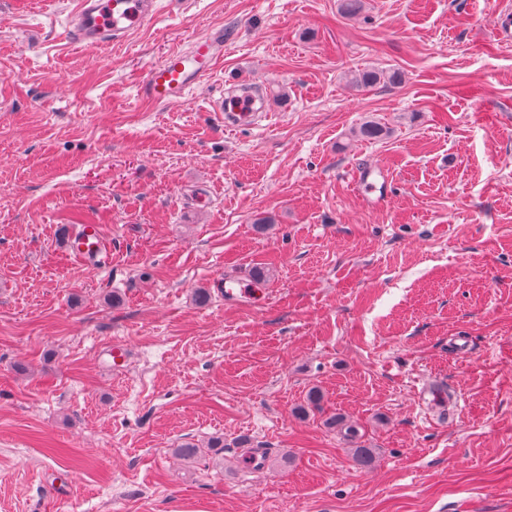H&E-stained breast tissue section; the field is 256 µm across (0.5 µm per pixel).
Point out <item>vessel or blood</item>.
I'll return each mask as SVG.
<instances>
[{
    "mask_svg": "<svg viewBox=\"0 0 512 512\" xmlns=\"http://www.w3.org/2000/svg\"><path fill=\"white\" fill-rule=\"evenodd\" d=\"M151 0H78L69 32L74 41L88 50L129 39L131 33L153 20ZM224 55V33L215 31L196 39L187 48L167 53L149 68L140 85L143 98L167 103L185 98L196 83L207 75L213 62ZM213 107L222 113L228 126L254 125L258 114L250 99H237L232 111H225L223 101ZM73 255L85 262L102 263L106 258L95 226H84L68 238Z\"/></svg>",
    "mask_w": 512,
    "mask_h": 512,
    "instance_id": "obj_1",
    "label": "vessel or blood"
}]
</instances>
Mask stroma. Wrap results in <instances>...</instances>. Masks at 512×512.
<instances>
[{
	"instance_id": "obj_1",
	"label": "stroma",
	"mask_w": 512,
	"mask_h": 512,
	"mask_svg": "<svg viewBox=\"0 0 512 512\" xmlns=\"http://www.w3.org/2000/svg\"><path fill=\"white\" fill-rule=\"evenodd\" d=\"M364 2L158 0L88 51L75 0H0V512H512V0ZM215 26L186 99L138 96ZM238 86L270 107L232 129ZM73 255L85 262L100 264L105 261L106 248L95 226L86 225L68 238Z\"/></svg>"
}]
</instances>
